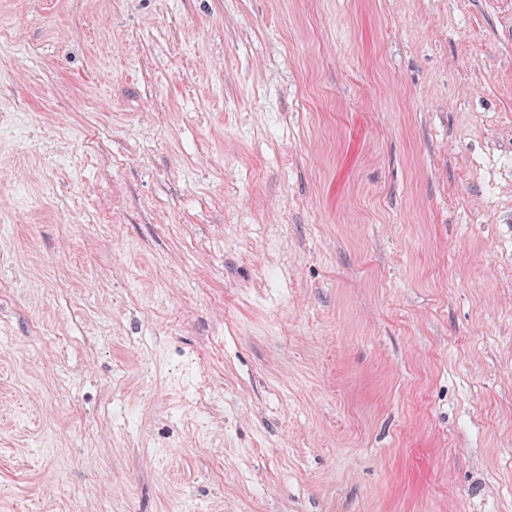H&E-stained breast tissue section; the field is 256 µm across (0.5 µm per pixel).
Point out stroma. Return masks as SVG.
<instances>
[{
    "label": "stroma",
    "mask_w": 512,
    "mask_h": 512,
    "mask_svg": "<svg viewBox=\"0 0 512 512\" xmlns=\"http://www.w3.org/2000/svg\"><path fill=\"white\" fill-rule=\"evenodd\" d=\"M0 512H512V0H0Z\"/></svg>",
    "instance_id": "35a3bbf8"
}]
</instances>
